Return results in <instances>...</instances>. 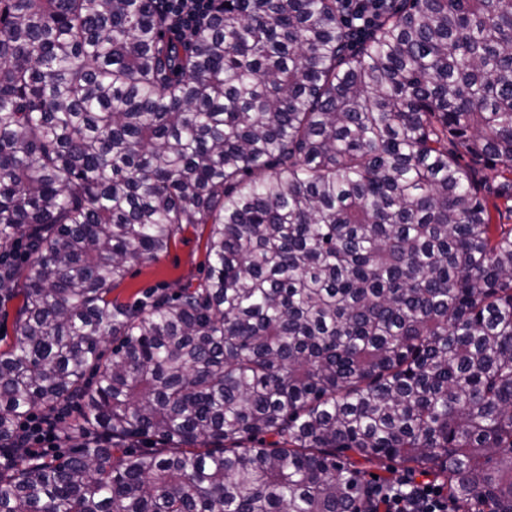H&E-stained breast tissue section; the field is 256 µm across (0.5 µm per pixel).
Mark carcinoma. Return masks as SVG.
<instances>
[{
  "mask_svg": "<svg viewBox=\"0 0 512 512\" xmlns=\"http://www.w3.org/2000/svg\"><path fill=\"white\" fill-rule=\"evenodd\" d=\"M469 157L463 165L460 157ZM208 226L207 273L112 297ZM0 512H512V0H0ZM71 418L32 455L23 422ZM272 441H267V438ZM169 31L179 40L192 36L196 26L222 6V0H155ZM399 0H337L344 16L351 39L358 40L367 35L380 17L395 9ZM395 485L403 486L405 490H394ZM377 489L376 496L382 509L380 512H451L453 510L452 504L445 497L441 487L430 482H417L403 475H396Z\"/></svg>",
  "mask_w": 512,
  "mask_h": 512,
  "instance_id": "1",
  "label": "carcinoma"
}]
</instances>
